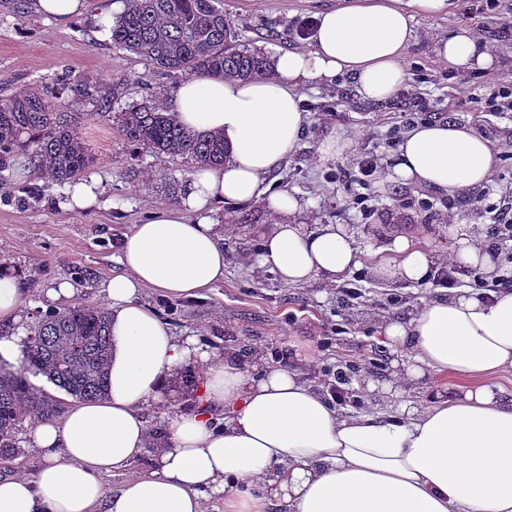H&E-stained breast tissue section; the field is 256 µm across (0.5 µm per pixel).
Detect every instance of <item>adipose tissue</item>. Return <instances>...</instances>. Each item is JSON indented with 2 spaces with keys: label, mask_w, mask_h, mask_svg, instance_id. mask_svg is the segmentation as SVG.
<instances>
[{
  "label": "adipose tissue",
  "mask_w": 512,
  "mask_h": 512,
  "mask_svg": "<svg viewBox=\"0 0 512 512\" xmlns=\"http://www.w3.org/2000/svg\"><path fill=\"white\" fill-rule=\"evenodd\" d=\"M449 0H343L318 16L305 48L278 50L270 76L197 75L176 85L169 104L180 124L219 133L224 165H195L180 204L135 225L121 272L105 281L111 355L104 398L72 401L60 419L36 422L34 478L0 477V512H205L209 494L224 512H512V288L449 289L405 318L378 327L395 356L392 388L447 372L463 383L437 385L423 404L402 401L388 414L341 415L295 370L257 353L243 363L217 357L197 337L173 335L138 299L152 288L191 296L224 278L216 206L265 200L274 222L260 265L304 286L343 281L359 264L354 234L341 224L310 230L296 195L266 183L296 152L307 127L299 93L350 77L366 101L390 99L409 80L406 55L417 17L444 13ZM460 70L487 71L497 58L472 28L434 44ZM497 148L467 124L425 122L406 131L386 181L456 193L491 182ZM484 226L457 243L452 262L493 271ZM374 267L386 280H426L432 256L406 237ZM28 290L0 269V360H15L27 337ZM205 363L199 407L174 415L164 433L146 407L191 363ZM154 449L149 474L107 491L103 475L131 467Z\"/></svg>",
  "instance_id": "ef3b65f1"
}]
</instances>
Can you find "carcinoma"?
<instances>
[{"label":"carcinoma","mask_w":512,"mask_h":512,"mask_svg":"<svg viewBox=\"0 0 512 512\" xmlns=\"http://www.w3.org/2000/svg\"><path fill=\"white\" fill-rule=\"evenodd\" d=\"M111 41L163 75L206 73L248 80L271 74L268 56L242 44L220 0H130L112 25ZM116 99L104 85L75 80L67 71L50 86L26 87L0 98V173L20 153L61 186L78 180L94 162L75 133L83 116L113 123L135 160L149 155L224 164L222 137L181 127L147 95L119 112L112 111ZM77 101L90 111H71ZM110 350L105 308L82 302L45 313L20 364L0 366V460L18 455L23 417L53 420L63 413V402L31 384L29 376L45 377L76 400L98 398L108 389Z\"/></svg>","instance_id":"obj_1"}]
</instances>
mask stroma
Returning a JSON list of instances; mask_svg holds the SVG:
<instances>
[{"label":"stroma","instance_id":"1","mask_svg":"<svg viewBox=\"0 0 512 512\" xmlns=\"http://www.w3.org/2000/svg\"><path fill=\"white\" fill-rule=\"evenodd\" d=\"M224 12L239 27L249 46L273 54L275 49L300 45L296 24L316 17L337 0H223ZM112 0H89L87 13L60 25L37 12L36 0H0V96L19 88L50 83L62 69L74 76L111 86L115 79L130 77L160 101H168L179 83L176 75H159L135 54L113 48L109 37L98 36L95 17L110 7ZM486 15L467 7H453L443 16L418 17L416 39L408 51L409 65L419 66V95L437 102L441 117L474 126L492 142L512 141V112L480 111L477 103L465 101V87L448 76L449 65L439 59L431 36L448 35L463 24L484 25ZM301 108L308 114L307 131L299 149L275 174L278 188L296 194L307 205L301 221L308 227L344 224L355 234L362 250L361 264L336 284L315 280L303 287L283 283L278 275L256 261L262 231L271 221L262 201L248 203V210L261 216L257 224H235L239 211L216 207L212 221L217 226L234 224L235 231L224 240L227 265L222 282L189 298H167L152 289H142L141 302L165 321L179 336H195L209 350L223 354L229 342L264 350L296 344L301 358L288 362L315 389H323L324 377L313 364L314 336L333 329L332 344L323 352L325 363L348 360L357 365L350 389L353 400L340 404L344 414L386 413L397 405L395 398L369 393L366 384H388L392 358L377 330L381 319L407 316L422 300L435 296L430 282H383L374 273V251L391 245L399 236H416L432 255L444 257L455 248L458 237L469 225L485 224L496 266L493 273L479 269L456 272L457 287L492 289L512 281V241L503 239L498 225L486 214L485 203L512 196V160L498 161L499 180L483 190L482 202L461 207L457 223L448 221L447 194L430 191L437 214L424 223L423 214L406 204L409 187L386 183L381 173L369 178L364 192L377 207L364 219L351 197L349 172L362 153L386 164L397 149L392 133H405L400 106L390 102L361 100L345 77L333 84L305 88ZM336 132L350 140V149L336 162L325 165L316 159L322 136ZM79 133L95 157L91 170L102 189L99 206L86 211L62 208V186L43 176L35 181L44 189L37 201L23 202L14 195L22 182L10 172L7 185L0 187V263L24 281L30 293L23 313L27 326H34L44 309L39 291L56 279L69 278L75 270L85 271L79 279V300L106 305L103 283L121 272L118 262L123 242L134 225L153 213L168 209L164 191L168 177L183 178L185 160L163 161L146 156L130 163L127 149L113 124L82 119ZM359 288L358 297L347 296Z\"/></svg>","mask_w":512,"mask_h":512}]
</instances>
